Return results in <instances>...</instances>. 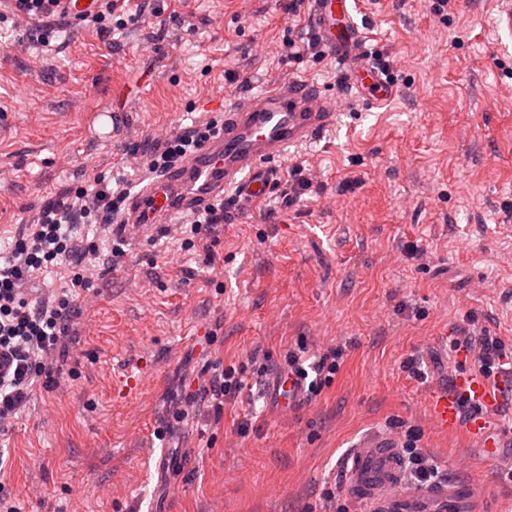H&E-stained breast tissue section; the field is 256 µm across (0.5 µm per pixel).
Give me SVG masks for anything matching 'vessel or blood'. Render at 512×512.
Listing matches in <instances>:
<instances>
[{
    "mask_svg": "<svg viewBox=\"0 0 512 512\" xmlns=\"http://www.w3.org/2000/svg\"><path fill=\"white\" fill-rule=\"evenodd\" d=\"M500 35L512 36V0H491ZM100 0H58L57 11L71 21L94 13ZM307 22L319 45L344 70L351 89L369 107L383 105L395 87L371 62L365 32L353 19V0H307ZM339 101L316 86L282 78L257 93L225 100L224 118L197 152L163 176L143 182L130 198L122 220L130 234L145 237L188 218L215 200L232 196L236 206L266 200L281 185L282 163L290 148L316 140L340 119ZM270 401L287 410L304 398L303 385L288 371L266 382ZM500 397L475 374L455 375L452 389L431 394L429 413L444 432L465 431L479 438L498 415ZM405 460L397 437L371 433L347 457L342 491L366 503L370 512H464L474 495L467 483L444 481L419 490L404 483Z\"/></svg>",
    "mask_w": 512,
    "mask_h": 512,
    "instance_id": "1",
    "label": "vessel or blood"
}]
</instances>
